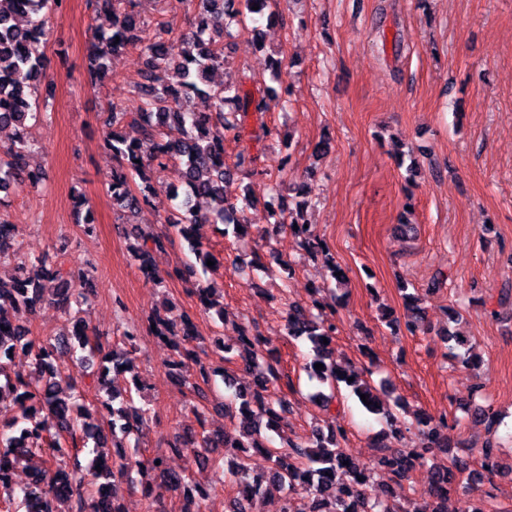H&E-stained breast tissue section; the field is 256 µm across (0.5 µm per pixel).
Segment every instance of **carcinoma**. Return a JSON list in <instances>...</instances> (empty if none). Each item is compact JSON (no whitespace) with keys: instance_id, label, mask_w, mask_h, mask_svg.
Segmentation results:
<instances>
[{"instance_id":"1","label":"carcinoma","mask_w":512,"mask_h":512,"mask_svg":"<svg viewBox=\"0 0 512 512\" xmlns=\"http://www.w3.org/2000/svg\"><path fill=\"white\" fill-rule=\"evenodd\" d=\"M94 10L111 17V28L92 32L87 48L90 82L102 83L109 76L110 60L133 48L142 61L141 80L134 86L137 105L127 108L111 104L103 112L109 128L105 144L112 152L114 166L108 180L113 205L121 216L130 217L147 202L151 180L175 169L183 192L179 212L167 217L166 238L184 239L195 262L187 270L201 267L207 273L209 255L198 247L197 227L201 224L224 225V236L247 229L246 212L254 206L249 194L230 200L225 184L236 172L224 162V140L231 133L239 138L249 114L263 115L277 90L265 86L255 92L246 88V76L230 78L222 84L214 73L224 67L223 38L232 36L231 27L243 25L252 7L277 5L279 0H169L172 10L193 11L198 22L177 38L163 39L150 32L149 24L135 11L133 0H87ZM60 7L55 0H0V126L11 127L14 139L0 150V190L15 182L35 187L43 180L42 171L29 164L32 151L31 125L48 116L39 111L38 91L49 66L51 15ZM137 128L140 138L129 141L117 131L121 125ZM153 145L152 153L142 154L141 143ZM306 188L295 190L288 204L271 209L277 224H289L302 247L311 255H324L335 272L338 285L346 284V275L335 258L320 246L308 224L301 221L307 204ZM75 223L86 234L94 231L89 218H80L85 205L83 193L72 194ZM18 227L0 213V266L14 267L10 278L0 277V310L9 306L15 315L30 314L48 301L61 308L73 323L68 336L33 341L18 324L0 318V407L9 404L16 416L0 428V512H125L117 496L108 487L125 481L140 487L148 499L147 512L154 503L170 493L183 497V512H206V493L192 481L188 469L174 471L168 456L156 453L145 461L135 458L130 437L153 417L148 405L136 403L132 393L116 394L107 388L109 372L130 373L135 391H140L135 373L137 330L122 331L124 347L104 349L107 336L90 326L73 305L85 299L84 290L93 278L94 268L68 267L46 257L27 259L21 253ZM129 252L132 261L147 282L158 287L163 278L150 269L151 253L163 248L160 237L145 236L138 225H130ZM47 279L56 281L51 290ZM197 294L204 311H215L224 319V306L217 289L199 280ZM410 313L406 330L419 331V298L404 295ZM310 306L288 304L284 329L293 338L306 337L314 358L306 367L308 375L321 383L344 382L360 395H366L375 412L379 402L371 384L363 379L348 381L345 370L333 360L328 342L336 334L334 321ZM155 325L152 335L173 352L166 362L170 376L205 400L201 385L210 384V367L182 352L181 340L193 335L190 317L173 308H156L147 315ZM27 353L35 365V376L25 379L11 374L16 352ZM238 357L254 371L253 384L234 390L233 399L224 403V413L237 419L231 434H211L204 428L199 406H192L199 429H190L169 445L173 454L198 457L200 448H237L240 455L231 468L236 486L252 489L247 500L233 498L230 512H251L254 497L275 486L284 493L282 512H292L291 495L302 493L310 499V512H388L385 501L404 490L411 471L425 463L429 448L392 451L380 446L378 466L390 474L385 492L368 493L370 475L343 448L345 428L336 420L324 427L314 426L305 442L281 437V447L272 445L267 432L279 431V422L288 413L286 402L269 394V385L279 378L277 351L260 336L243 329L239 333ZM320 363L324 369H315ZM96 368L97 404L90 410L84 403L87 369ZM268 462L258 469L252 465L251 450ZM30 470V481L13 483V471L19 465ZM461 462L434 472L429 499L416 512H447L445 503L452 489L462 490L466 500L485 503L487 494L481 480L460 486L457 472ZM93 472L88 481L85 472Z\"/></svg>"}]
</instances>
